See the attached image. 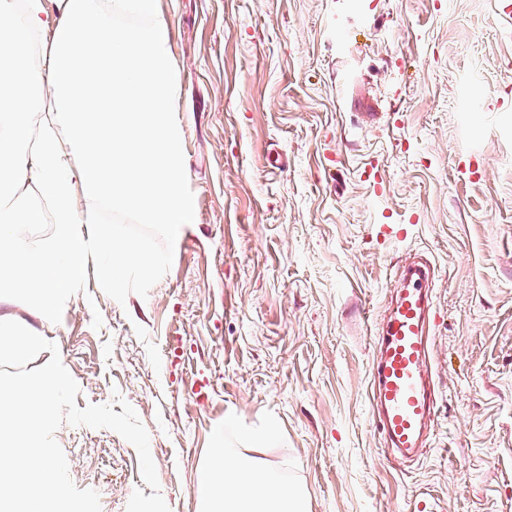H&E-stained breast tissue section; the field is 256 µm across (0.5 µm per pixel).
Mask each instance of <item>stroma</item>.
I'll list each match as a JSON object with an SVG mask.
<instances>
[{"mask_svg": "<svg viewBox=\"0 0 512 512\" xmlns=\"http://www.w3.org/2000/svg\"><path fill=\"white\" fill-rule=\"evenodd\" d=\"M195 220L113 283L90 265L54 335L78 408L124 399L170 512L221 448L307 512H512V15L499 0H160ZM387 188L377 192L375 175ZM405 225L402 237L387 226ZM435 269L436 415L398 459L372 418L399 267ZM102 512L151 495L118 433H55Z\"/></svg>", "mask_w": 512, "mask_h": 512, "instance_id": "obj_1", "label": "stroma"}]
</instances>
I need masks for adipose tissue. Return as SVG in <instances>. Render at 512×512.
Returning <instances> with one entry per match:
<instances>
[{"label":"adipose tissue","instance_id":"ef3b65f1","mask_svg":"<svg viewBox=\"0 0 512 512\" xmlns=\"http://www.w3.org/2000/svg\"><path fill=\"white\" fill-rule=\"evenodd\" d=\"M159 0H0V33L24 44L0 57V304L31 303L55 327L91 260L112 277L155 271L139 242L115 237L102 210L130 211L179 240L193 221L183 188L182 130L171 103L169 22ZM49 196L55 231L34 244L38 211L11 206L22 189ZM268 473L214 449L209 512H306L294 487L267 495Z\"/></svg>","mask_w":512,"mask_h":512}]
</instances>
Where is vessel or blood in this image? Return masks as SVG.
<instances>
[{
    "mask_svg": "<svg viewBox=\"0 0 512 512\" xmlns=\"http://www.w3.org/2000/svg\"><path fill=\"white\" fill-rule=\"evenodd\" d=\"M430 278L431 268L424 263L405 270L404 286L377 338L379 354L371 369L380 405L377 425L401 453L416 448L435 414V400L424 382L432 312L426 290Z\"/></svg>",
    "mask_w": 512,
    "mask_h": 512,
    "instance_id": "obj_1",
    "label": "vessel or blood"
}]
</instances>
